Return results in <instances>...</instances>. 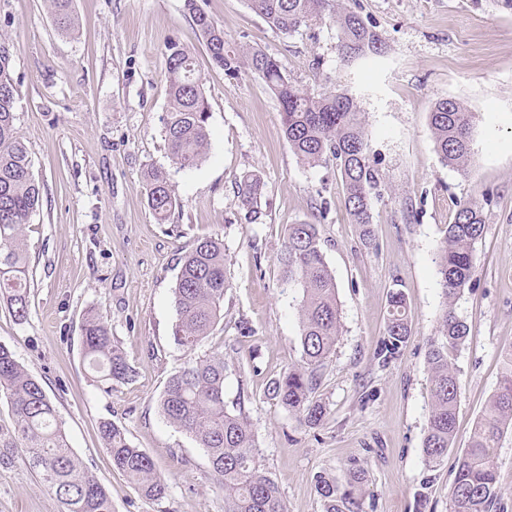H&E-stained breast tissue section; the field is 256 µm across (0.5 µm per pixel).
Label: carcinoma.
<instances>
[{
    "label": "carcinoma",
    "mask_w": 512,
    "mask_h": 512,
    "mask_svg": "<svg viewBox=\"0 0 512 512\" xmlns=\"http://www.w3.org/2000/svg\"><path fill=\"white\" fill-rule=\"evenodd\" d=\"M250 8L275 29L291 33L331 14L340 32L339 52L345 60L380 55V36L340 0H248ZM199 37L212 62L234 78L246 68L260 76L279 101L282 132L290 148L305 165L336 161L344 189L346 210L353 223L370 236L371 204L377 194V176L370 163V143L356 97L347 89L314 94L291 80L279 62L261 49L230 47L224 30L199 5L184 0ZM57 28H77L73 0H50ZM168 74L169 101L164 118L165 140L179 168L196 166L208 149L209 104L203 79L195 68L190 48L175 40L162 52ZM14 81L9 41L0 37V300L14 318H28V266L23 248L24 229L42 202V188L31 171V159L15 126ZM429 125L441 160L468 171L472 155V113L460 102L442 98L429 112ZM147 204L163 224L177 206L166 175L154 168L144 173ZM263 193L255 175L239 186L242 206L254 209ZM485 224L480 207L465 203L448 225L435 255L443 309L427 351L431 382V409L423 441L426 466L437 467L454 447L459 381L451 355L468 336L467 325L456 315L454 302L469 286L475 257L473 247ZM286 282L303 290L298 314L301 364L271 382L269 394L288 412L314 427L326 409L314 398L322 369L336 351L341 312L336 282L325 260L318 225H288L279 256ZM230 288L224 262V240L202 237L181 260L173 288L177 320L175 344L192 353L224 318V296ZM84 358L99 381L113 387L133 380L135 370L115 342L108 327L93 313L81 322ZM407 303L400 290L390 293L386 334L377 356L383 363L399 356L410 336ZM229 364L224 355L189 359L168 381L160 410L166 421L188 434L203 449L213 472L224 485V512H287L278 486L257 458L255 435L245 404L224 401V379ZM0 394L10 406L12 422L0 427V463L13 450L25 449L30 465L51 489L63 512H112V498L96 475L68 447L63 421L40 382L0 344ZM512 427V346L503 352V371L495 393L472 429L468 447L458 459L449 489V512H501L504 492L498 483L495 450L505 430ZM101 438L112 465L126 473L140 494L154 502L166 497L167 486L147 453L133 447L125 429L100 422ZM366 481L361 467L350 470L342 486L329 474L315 479L324 512H362L356 491Z\"/></svg>",
    "instance_id": "1"
}]
</instances>
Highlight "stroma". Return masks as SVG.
<instances>
[{
    "label": "stroma",
    "instance_id": "35a3bbf8",
    "mask_svg": "<svg viewBox=\"0 0 512 512\" xmlns=\"http://www.w3.org/2000/svg\"><path fill=\"white\" fill-rule=\"evenodd\" d=\"M229 45L258 48L312 92L351 88L379 181L372 237L345 208L334 161L303 165L281 132L280 106L251 72L225 76L184 0H74L79 29L58 32L47 0H0L11 44L16 127L43 198L25 229L29 315L0 305V344L43 386L74 453L112 494L113 512H224V489L192 438L162 416L168 380L190 355L223 353L224 400L244 399L259 460L288 512H323L314 478L368 476L363 512H448V490L471 429L497 389L512 346V0H343L384 43L382 56L342 60L330 17L284 34L247 0H199ZM194 54L210 107L202 163L179 168L164 117L167 39ZM474 114L469 172L444 165L428 114L441 98ZM165 171L178 205L166 223L150 211L141 173ZM260 176L255 212L238 187ZM478 202L485 229L471 283L454 305L469 335L454 355L459 377L455 445L428 470L422 452L430 407L426 353L442 311L435 252L460 204ZM318 225L335 277L341 335L317 398L326 416L301 424L268 386L301 362L300 289L277 256L289 225ZM224 240V319L186 353L171 335L172 290L197 238ZM405 294L411 334L384 363L388 298ZM95 309L136 375L107 391L82 352L81 321ZM123 427L164 476L168 494L142 498L112 466L100 421ZM0 512H61L23 453L0 464Z\"/></svg>",
    "mask_w": 512,
    "mask_h": 512
}]
</instances>
